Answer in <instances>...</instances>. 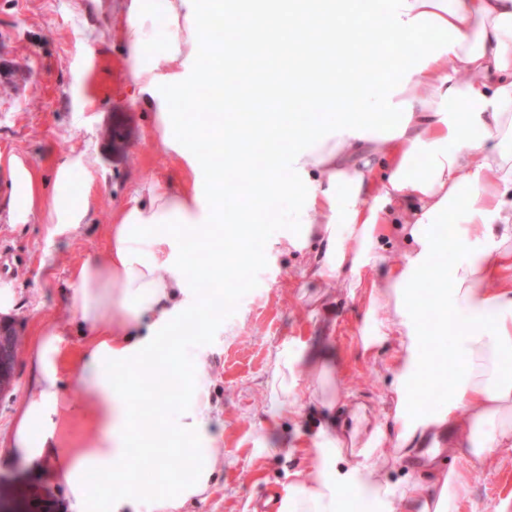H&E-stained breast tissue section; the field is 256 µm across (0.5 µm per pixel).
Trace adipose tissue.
<instances>
[{
  "instance_id": "ef3b65f1",
  "label": "adipose tissue",
  "mask_w": 512,
  "mask_h": 512,
  "mask_svg": "<svg viewBox=\"0 0 512 512\" xmlns=\"http://www.w3.org/2000/svg\"><path fill=\"white\" fill-rule=\"evenodd\" d=\"M391 4L388 45L395 78L378 90L362 83L360 74L320 68L302 53L299 34L306 30L342 41L336 18L356 11V0H294L300 31L289 34L288 52L269 71L268 84L292 86L303 72L316 69L325 85L349 86L352 94L320 97L321 119L313 125L272 112L229 150L222 132L213 130L212 149L223 156V169H231L251 162L257 142H287V149L264 152L263 178L252 194L287 200L281 241L289 250L303 249L318 231L314 214L325 216L321 267L327 275L346 267L357 273L374 261L380 230L410 241L387 287L371 291L392 315L365 344L393 338L405 351L397 387L403 444L446 423L466 441L467 455L480 462L491 449L512 448V0ZM163 5L172 19L187 21L184 43L203 61L204 80L217 81L236 96L251 91L253 82L240 69L214 70L203 47L205 33L215 15H258L279 35L281 0H208L201 7L195 0H163ZM392 111L404 112V119L381 131L377 116ZM223 169L210 171L209 209L195 210L187 199L166 192L129 206L111 227L106 257L73 272L75 312L90 331L78 381L92 400L69 411L99 430L90 445L67 447L53 420L63 400L54 361L59 332H47L31 356L37 398L17 425L14 449L31 465L61 459L73 512H177L212 486L207 405L189 407L178 429L158 439L152 422L135 415L123 388L147 373L164 376L180 357L165 339L184 311L185 249L210 252L214 280L225 265L257 260L247 244L264 222L262 212L249 208L247 227L228 223ZM214 224L226 226L242 243L239 254L228 258L213 248ZM434 224L447 225V235H432ZM448 249L460 253V260L435 270L433 256ZM436 277L442 282L434 291L441 328L452 334L444 352L452 379L447 406L430 412L415 399L433 363L419 288ZM116 305L132 320L114 334L107 324ZM145 317L152 321L150 334L134 335L135 321ZM104 360L112 364L111 375L99 370ZM317 437L316 461L294 473L283 512H346L351 501L357 512H396L400 504L420 506L421 512H458L470 494L471 474L463 470L399 488L366 465L338 471V438L325 429ZM166 454L178 455L183 465L171 480L172 495L162 497L155 486L136 479L133 469L163 470ZM94 473L113 481L115 491L91 481Z\"/></svg>"
}]
</instances>
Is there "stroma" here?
<instances>
[{"mask_svg":"<svg viewBox=\"0 0 512 512\" xmlns=\"http://www.w3.org/2000/svg\"><path fill=\"white\" fill-rule=\"evenodd\" d=\"M132 25L146 40L139 53L125 37ZM177 36L159 0H148L141 12L133 0H0V312L23 327L14 388L0 397V475L14 477L33 512H70L55 464L32 468L12 448L36 397L30 356L43 331H64L56 365L65 398L89 397L74 380L86 345L73 309V268L103 258L109 226L122 209L159 191L204 195L199 162L187 149L165 147L158 121L167 107L160 85L186 79L193 65L188 55L172 56ZM138 69L146 81L134 78ZM11 158L39 178L40 203L23 224L12 220L19 185ZM61 195L83 207L80 223H59L53 204ZM287 209L285 200L267 201L265 230L250 243L260 260L228 269L222 302L203 295L209 257L187 261L190 309L167 341L186 350L174 370L179 380L199 368L207 376L201 399L210 410L216 466L205 499L182 512H259L273 497H286L293 472L315 463L322 427L341 440L337 468L373 465L394 486L468 470L471 492L459 512H512V450L495 448L473 462L461 446L447 444L444 426L429 459H422L419 441L409 453L398 449L401 348L393 340L364 346L368 327L389 317L364 285L383 284L406 244L380 232L382 259L362 277H323L320 238L301 251L278 244ZM299 350L304 357L294 374L301 391L287 397L274 388L272 362ZM126 398L172 426L190 393L184 387L160 398L141 382Z\"/></svg>","mask_w":512,"mask_h":512,"instance_id":"obj_1","label":"stroma"}]
</instances>
